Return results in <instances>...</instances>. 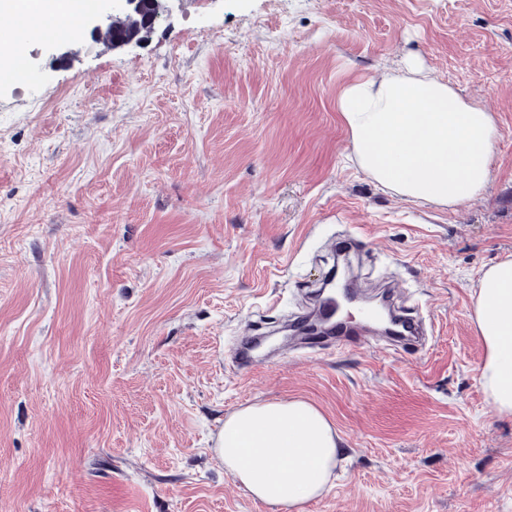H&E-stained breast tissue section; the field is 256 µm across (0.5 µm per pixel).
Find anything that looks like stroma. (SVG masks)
<instances>
[{
  "label": "stroma",
  "instance_id": "obj_1",
  "mask_svg": "<svg viewBox=\"0 0 512 512\" xmlns=\"http://www.w3.org/2000/svg\"><path fill=\"white\" fill-rule=\"evenodd\" d=\"M141 44L93 17L0 75V512H276L224 468V420L304 400L346 453L305 512H512V417L486 395L478 280L512 257V0H159ZM417 60L491 112L485 193L456 207L349 160L351 79ZM357 237L426 348L267 363ZM268 333L261 365L224 361ZM241 339L237 337L226 351L225 356L238 368L249 369L255 360V351L261 339L251 333H245Z\"/></svg>",
  "mask_w": 512,
  "mask_h": 512
}]
</instances>
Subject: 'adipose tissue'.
I'll use <instances>...</instances> for the list:
<instances>
[{
    "instance_id": "1",
    "label": "adipose tissue",
    "mask_w": 512,
    "mask_h": 512,
    "mask_svg": "<svg viewBox=\"0 0 512 512\" xmlns=\"http://www.w3.org/2000/svg\"><path fill=\"white\" fill-rule=\"evenodd\" d=\"M79 0H0V10L51 25L70 21ZM337 110L352 141V159L380 186L412 200L453 207L481 195L490 179L497 128L489 112L464 99L417 63L382 78L344 86ZM473 323L485 347L481 383L512 416V258L478 281ZM218 453L254 500L304 512L330 487L341 439L303 400L239 409L224 421Z\"/></svg>"
}]
</instances>
